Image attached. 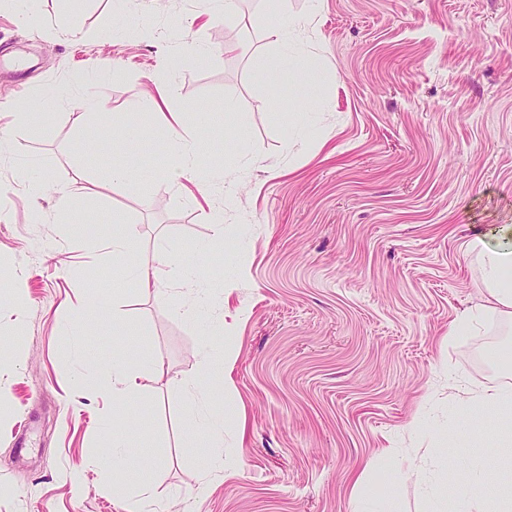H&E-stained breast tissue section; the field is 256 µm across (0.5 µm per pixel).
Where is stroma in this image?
I'll return each instance as SVG.
<instances>
[{
	"instance_id": "stroma-1",
	"label": "stroma",
	"mask_w": 512,
	"mask_h": 512,
	"mask_svg": "<svg viewBox=\"0 0 512 512\" xmlns=\"http://www.w3.org/2000/svg\"><path fill=\"white\" fill-rule=\"evenodd\" d=\"M285 8L319 36L303 143L291 86L259 76L261 63L286 65L264 0H238L232 20L209 0H0V135L14 144L0 153V272L28 293L14 314L0 284V512H117L99 461L118 418L137 427L120 465L150 485L145 512H364L360 482L395 512H438L436 486L475 460L486 497L512 487L493 413L473 412L452 446L437 440L449 376L512 387V366L488 354L512 345L511 323L448 338L483 300L466 242L496 244L512 225V0ZM30 11L43 27L24 23ZM186 41L203 60L182 55ZM47 86L104 112L45 101ZM157 109L200 149L196 179L174 182L164 144L129 138ZM34 167L51 183L38 198ZM122 167L139 183L113 179ZM219 209L223 245L196 254ZM124 225L134 234L116 258ZM89 231L93 253L80 244ZM141 262L157 287L127 278ZM200 285L210 304L184 318ZM116 355L139 372L142 402L114 407ZM206 357L230 367L206 395L223 419L220 468L184 445L188 379ZM404 457L420 468L397 483Z\"/></svg>"
}]
</instances>
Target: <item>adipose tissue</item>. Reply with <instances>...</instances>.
Returning a JSON list of instances; mask_svg holds the SVG:
<instances>
[{
  "label": "adipose tissue",
  "instance_id": "ef3b65f1",
  "mask_svg": "<svg viewBox=\"0 0 512 512\" xmlns=\"http://www.w3.org/2000/svg\"><path fill=\"white\" fill-rule=\"evenodd\" d=\"M269 11L274 17L268 28L273 44L288 59L287 74L274 69L264 70L269 82L287 78L289 84L301 86L307 72L318 62L311 42L301 40L300 34L308 26L303 15L285 12L281 0H271ZM498 244L489 247L484 239L469 242L465 252L471 264L476 265L488 299L478 308L461 313L448 329L449 338L469 336L481 321L489 316L512 320V225L497 230ZM456 427L465 429L473 410L481 409L499 414L501 425L496 433L497 442L512 444V389L502 386H455ZM483 475L479 465L473 464L459 471L454 488L448 495V512H512V494L497 500H488L482 492Z\"/></svg>",
  "mask_w": 512,
  "mask_h": 512
}]
</instances>
